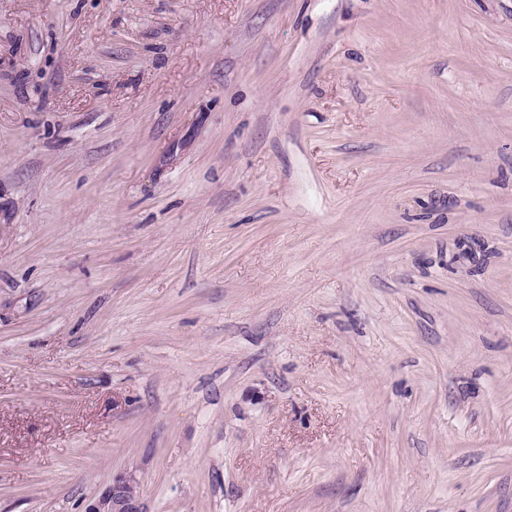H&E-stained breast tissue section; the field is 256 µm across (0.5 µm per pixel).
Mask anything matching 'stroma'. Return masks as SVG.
<instances>
[{
    "mask_svg": "<svg viewBox=\"0 0 512 512\" xmlns=\"http://www.w3.org/2000/svg\"><path fill=\"white\" fill-rule=\"evenodd\" d=\"M512 512V0H0V512ZM138 482L132 475H118L87 512H143Z\"/></svg>",
    "mask_w": 512,
    "mask_h": 512,
    "instance_id": "1",
    "label": "stroma"
}]
</instances>
